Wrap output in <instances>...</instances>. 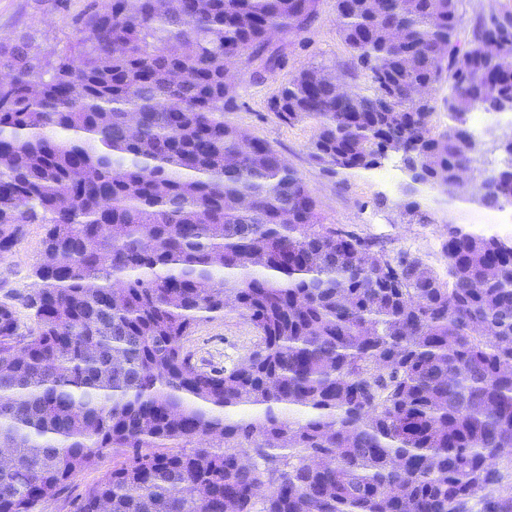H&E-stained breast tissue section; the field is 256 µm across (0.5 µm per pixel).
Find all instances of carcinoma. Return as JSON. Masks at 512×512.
<instances>
[{
	"label": "carcinoma",
	"instance_id": "carcinoma-1",
	"mask_svg": "<svg viewBox=\"0 0 512 512\" xmlns=\"http://www.w3.org/2000/svg\"><path fill=\"white\" fill-rule=\"evenodd\" d=\"M462 4L336 0L352 69L298 72L270 111L314 122L330 176L397 158L411 212L429 191L512 206V4L464 37ZM318 6L90 0L49 58L0 42V258L44 227L33 327L0 302V512H39L105 448L126 460L73 512H512L486 494L512 454V239L448 225L441 276L327 223L278 150L224 122L228 67L263 79L272 36ZM226 309L259 340L200 364L183 339Z\"/></svg>",
	"mask_w": 512,
	"mask_h": 512
}]
</instances>
